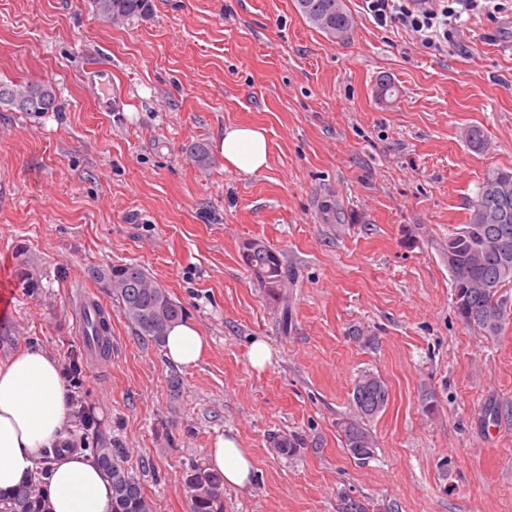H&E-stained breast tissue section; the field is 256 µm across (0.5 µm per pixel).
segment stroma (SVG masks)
Masks as SVG:
<instances>
[{
  "mask_svg": "<svg viewBox=\"0 0 512 512\" xmlns=\"http://www.w3.org/2000/svg\"><path fill=\"white\" fill-rule=\"evenodd\" d=\"M345 4L354 23L336 41L294 0H151L119 24L89 0H0V80H51L60 104L0 108V331L19 339L0 363L35 346L79 360L84 404L156 512H189L182 476L226 435L255 480L225 489L224 512H340L347 495L370 512H512V317L496 336L461 322L447 252L487 171L512 169V10L465 19L439 53ZM96 63L115 111L87 90ZM242 123L268 140L252 175L220 155ZM198 141L209 166L185 153ZM252 238L295 273L288 330L241 260ZM23 260L44 274L37 295L17 286ZM121 263L199 326L195 366L136 336L88 275ZM78 287L111 321L101 366L78 332ZM256 337L272 351L261 371ZM368 373L389 401L362 465L336 424Z\"/></svg>",
  "mask_w": 512,
  "mask_h": 512,
  "instance_id": "obj_1",
  "label": "stroma"
}]
</instances>
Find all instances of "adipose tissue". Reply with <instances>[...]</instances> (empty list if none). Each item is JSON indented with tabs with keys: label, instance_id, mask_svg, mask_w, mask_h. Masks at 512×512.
Here are the masks:
<instances>
[{
	"label": "adipose tissue",
	"instance_id": "ef3b65f1",
	"mask_svg": "<svg viewBox=\"0 0 512 512\" xmlns=\"http://www.w3.org/2000/svg\"><path fill=\"white\" fill-rule=\"evenodd\" d=\"M220 151L225 168L242 174L268 165L265 131L256 126H225ZM205 346L198 327L182 322L169 330L164 354L187 368L195 365ZM69 422L63 375L52 354L36 347L0 365V492L9 493L25 481L48 449L49 512H110V484L94 460L52 451ZM207 467L223 476L225 486L244 489L251 483V455L236 439H218L208 451Z\"/></svg>",
	"mask_w": 512,
	"mask_h": 512
}]
</instances>
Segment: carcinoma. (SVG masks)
<instances>
[{
	"mask_svg": "<svg viewBox=\"0 0 512 512\" xmlns=\"http://www.w3.org/2000/svg\"><path fill=\"white\" fill-rule=\"evenodd\" d=\"M91 5L101 19L119 23L147 14L150 0H91ZM296 8L312 27L333 39L352 26L345 4L339 5L337 0H296ZM0 106L28 115L55 112L58 93L50 81H0ZM186 153L198 166L210 164L204 143L190 145ZM241 258L271 301L281 304L279 325L288 330L284 291L291 274L278 252L259 239H248L242 244ZM448 272L458 317L469 327L497 335L508 305L499 291L512 283V171L495 169L480 184L466 224L448 235ZM90 277L110 290L136 334L156 347L162 346L168 328L185 318V309L139 265L93 268ZM17 283L34 294L42 286V276L22 261ZM352 399L357 416L337 422L338 432L348 453L365 464L374 456V441L364 420L386 407L388 387L380 376L365 374L355 383ZM90 453L111 480V512H154L139 479L129 472L121 452L102 432L93 438ZM182 489L189 512H224V478L220 474L194 465L186 471ZM0 512H46L42 474H35L8 494L0 493Z\"/></svg>",
	"mask_w": 512,
	"mask_h": 512,
	"instance_id": "obj_1",
	"label": "carcinoma"
}]
</instances>
